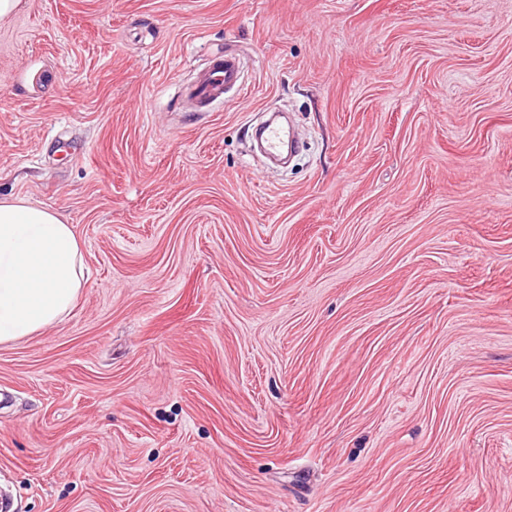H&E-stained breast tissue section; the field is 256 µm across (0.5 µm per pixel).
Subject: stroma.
Wrapping results in <instances>:
<instances>
[{
	"instance_id": "1",
	"label": "stroma",
	"mask_w": 512,
	"mask_h": 512,
	"mask_svg": "<svg viewBox=\"0 0 512 512\" xmlns=\"http://www.w3.org/2000/svg\"><path fill=\"white\" fill-rule=\"evenodd\" d=\"M0 194L86 275L0 344L11 512H512V0H21ZM240 61L233 54L213 59L197 77L191 94L204 101L223 99L232 88H240Z\"/></svg>"
}]
</instances>
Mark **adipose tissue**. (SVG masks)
Returning a JSON list of instances; mask_svg holds the SVG:
<instances>
[{
    "label": "adipose tissue",
    "mask_w": 512,
    "mask_h": 512,
    "mask_svg": "<svg viewBox=\"0 0 512 512\" xmlns=\"http://www.w3.org/2000/svg\"><path fill=\"white\" fill-rule=\"evenodd\" d=\"M84 284L73 226L55 210L0 197V343L53 325Z\"/></svg>",
    "instance_id": "adipose-tissue-1"
}]
</instances>
